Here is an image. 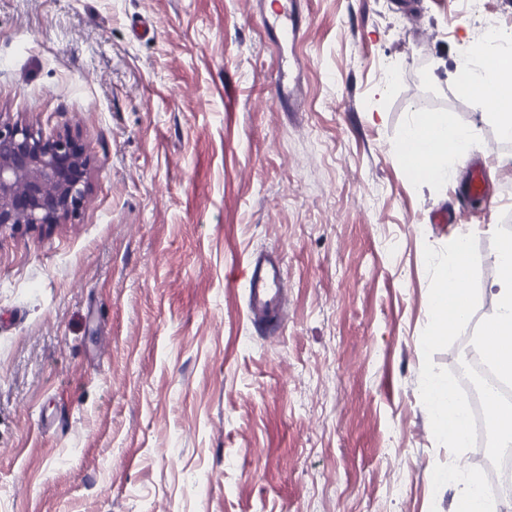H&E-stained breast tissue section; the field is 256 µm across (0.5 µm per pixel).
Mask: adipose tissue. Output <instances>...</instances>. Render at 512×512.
I'll return each mask as SVG.
<instances>
[{
	"label": "adipose tissue",
	"mask_w": 512,
	"mask_h": 512,
	"mask_svg": "<svg viewBox=\"0 0 512 512\" xmlns=\"http://www.w3.org/2000/svg\"><path fill=\"white\" fill-rule=\"evenodd\" d=\"M476 67L457 68L455 87L463 96H474L499 115L502 126L512 125V54H497L488 43L476 45ZM468 130L433 112L416 111L399 141L400 163L420 182L446 179L448 163L464 159L469 147ZM497 276L490 288L496 312L478 332V346L486 350L494 369L512 378V238L502 240L495 256Z\"/></svg>",
	"instance_id": "adipose-tissue-1"
}]
</instances>
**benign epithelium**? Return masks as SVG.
Segmentation results:
<instances>
[{"instance_id":"obj_1","label":"benign epithelium","mask_w":512,"mask_h":512,"mask_svg":"<svg viewBox=\"0 0 512 512\" xmlns=\"http://www.w3.org/2000/svg\"><path fill=\"white\" fill-rule=\"evenodd\" d=\"M86 171V148L76 137L45 138L0 116V231L76 215L86 199Z\"/></svg>"}]
</instances>
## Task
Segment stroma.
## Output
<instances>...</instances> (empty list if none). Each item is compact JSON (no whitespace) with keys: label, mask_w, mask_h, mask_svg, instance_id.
<instances>
[{"label":"stroma","mask_w":512,"mask_h":512,"mask_svg":"<svg viewBox=\"0 0 512 512\" xmlns=\"http://www.w3.org/2000/svg\"><path fill=\"white\" fill-rule=\"evenodd\" d=\"M272 11L0 0V114L89 156L76 216L0 230V512H452L423 249L475 235L481 325L512 219V148L454 87L478 24L461 0H296L275 49ZM416 108L472 133L446 180L396 158ZM262 250L278 332L241 280ZM247 307L255 322L264 321L277 331L283 326V267L271 254L259 255L244 271Z\"/></svg>","instance_id":"1"}]
</instances>
